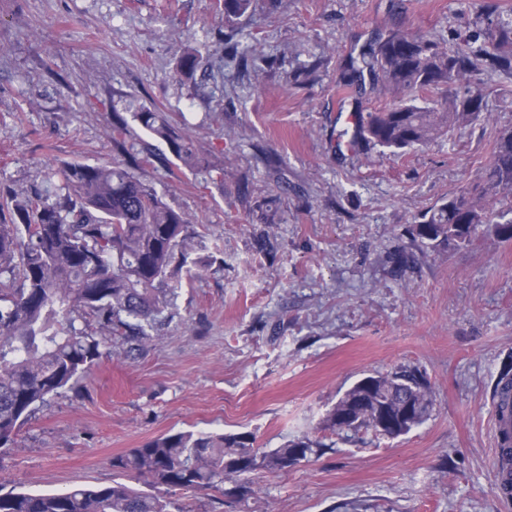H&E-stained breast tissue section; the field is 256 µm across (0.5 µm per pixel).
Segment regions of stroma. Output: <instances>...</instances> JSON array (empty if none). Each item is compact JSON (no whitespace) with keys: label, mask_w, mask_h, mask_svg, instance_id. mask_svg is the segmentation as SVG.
Returning <instances> with one entry per match:
<instances>
[{"label":"stroma","mask_w":512,"mask_h":512,"mask_svg":"<svg viewBox=\"0 0 512 512\" xmlns=\"http://www.w3.org/2000/svg\"><path fill=\"white\" fill-rule=\"evenodd\" d=\"M475 0H255L248 69L224 55L216 0H0V196L38 186L47 158H122L112 115L130 98L224 161V181L176 159L142 171L185 213L209 268L183 281L148 347L124 337L88 377L0 448V488L125 481L112 457L178 431L251 433L259 448L306 435L315 452L221 489L156 494L170 512H512L493 491L492 399L512 367V242L434 251L414 216L476 180L512 128V76L473 81L489 123L402 156L350 148L348 112L389 100L343 94L341 63L388 28L456 45ZM200 50L192 80L178 42ZM414 369L434 409L391 439L344 440L321 421L367 375Z\"/></svg>","instance_id":"35a3bbf8"}]
</instances>
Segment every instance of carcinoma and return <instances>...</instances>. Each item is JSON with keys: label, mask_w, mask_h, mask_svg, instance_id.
<instances>
[{"label": "carcinoma", "mask_w": 512, "mask_h": 512, "mask_svg": "<svg viewBox=\"0 0 512 512\" xmlns=\"http://www.w3.org/2000/svg\"><path fill=\"white\" fill-rule=\"evenodd\" d=\"M254 0H224V51L248 67L256 51L234 41ZM475 29L465 47L452 48L424 31L394 27L347 59L344 86L362 89L364 75L380 81L391 100L364 113L351 141L403 154L450 130L489 120L486 91L471 85L483 68L512 75V13L496 3L475 7ZM199 51H177L176 72L194 77ZM463 86L462 95H448ZM130 119L112 118V143L124 147L129 122L164 142L192 170L218 174L219 159L199 152L178 134L164 113L130 98ZM144 146L128 160L89 165L46 166L42 188L11 199V223H0V447L13 441L34 410L86 376L103 355L106 338L123 332L139 352L163 321L183 276L211 265V256L190 231L185 214L171 208L140 170L153 164ZM512 242V129L499 130L490 163L477 182L415 217L412 235L420 245L445 250L477 234ZM434 408L425 377L415 370L366 376L355 382L327 413L324 425L346 436L377 431L381 414L396 438L421 425ZM246 433L180 431L159 436L112 458V468L169 490L219 487L260 468L284 469L293 456L304 460L314 443L306 436L265 453ZM0 512H167L163 497L114 481L76 486L65 492H0Z\"/></svg>", "instance_id": "1"}]
</instances>
